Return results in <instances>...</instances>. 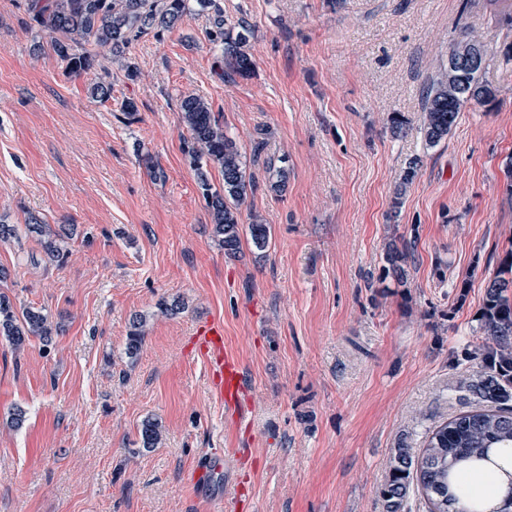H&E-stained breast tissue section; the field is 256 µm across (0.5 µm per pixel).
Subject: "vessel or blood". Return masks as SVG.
Masks as SVG:
<instances>
[{
    "label": "vessel or blood",
    "mask_w": 512,
    "mask_h": 512,
    "mask_svg": "<svg viewBox=\"0 0 512 512\" xmlns=\"http://www.w3.org/2000/svg\"><path fill=\"white\" fill-rule=\"evenodd\" d=\"M195 345L208 366L209 381L217 399L226 407L239 403L246 385L242 367L224 345V324L216 319L198 322Z\"/></svg>",
    "instance_id": "obj_1"
}]
</instances>
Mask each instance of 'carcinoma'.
I'll return each mask as SVG.
<instances>
[{
  "instance_id": "cac0c4a2",
  "label": "carcinoma",
  "mask_w": 512,
  "mask_h": 512,
  "mask_svg": "<svg viewBox=\"0 0 512 512\" xmlns=\"http://www.w3.org/2000/svg\"><path fill=\"white\" fill-rule=\"evenodd\" d=\"M494 16L512 24V0H487ZM211 14L209 40L220 47L217 74L221 80L248 76L254 69L249 53L254 26L240 16L229 23L219 0H28L30 27L49 39V46L71 75L91 74L98 65V51H107L118 60L144 34L160 33L178 25L192 11V5ZM465 82L483 92L471 99L457 89L448 71L439 69L430 80L420 127L426 144L434 147L457 125L460 112L471 104L485 105L496 100L497 90L483 78V71L469 73ZM93 97L112 98V83L97 76L91 83ZM181 122L188 137L184 152L191 159L198 186L212 219V234L228 256L241 245V206L257 189L253 174L236 141L224 131L208 100L194 93L179 100ZM420 160L408 162L395 191L393 207L402 204L407 186L413 183ZM223 176L222 189L213 187L208 168ZM27 233L37 238L46 265L61 266L68 258L67 240L76 234L73 226L50 230L31 216ZM248 233L259 251L269 246L270 225L261 216L250 215ZM408 251L393 247L385 254V272L397 282L406 279ZM479 330L482 342L464 349V360L472 372L457 385L460 398L471 409L425 430L423 448L415 450L407 442L394 449L388 471L378 489L384 512H411L410 493H420L428 512H484L483 503L471 497L466 476L476 475L487 464L494 448H512V252L489 277L485 287ZM145 318L130 321L126 352H139ZM60 326L41 309H17L10 297L0 292V336L12 347L23 350L33 339L47 346ZM142 448L155 447L162 437L161 424L151 418L139 429Z\"/></svg>"
}]
</instances>
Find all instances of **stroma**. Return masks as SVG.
Wrapping results in <instances>:
<instances>
[{
    "mask_svg": "<svg viewBox=\"0 0 512 512\" xmlns=\"http://www.w3.org/2000/svg\"><path fill=\"white\" fill-rule=\"evenodd\" d=\"M221 4L255 27L249 77L216 76L207 18L191 14L131 46L137 80L107 63L100 103L91 76L66 73L50 48L32 55L25 0H0V216L80 231L58 268L33 264L30 235L0 242V292L64 325L47 347L0 337V512H384L399 439L420 448L426 428L468 408L455 387L470 369L454 355L481 342L487 281L512 251V27L485 0ZM465 31L496 42L484 77L498 96L430 148L423 93ZM192 92L245 157L288 159L285 191L254 168L242 207L270 224L265 251L245 236L228 257L211 235L183 151L179 98ZM407 243L400 285L384 257ZM163 297L185 310L159 314ZM207 318L223 321L248 381L238 420L193 344ZM148 417L163 437L146 450Z\"/></svg>",
    "mask_w": 512,
    "mask_h": 512,
    "instance_id": "35a3bbf8",
    "label": "stroma"
}]
</instances>
